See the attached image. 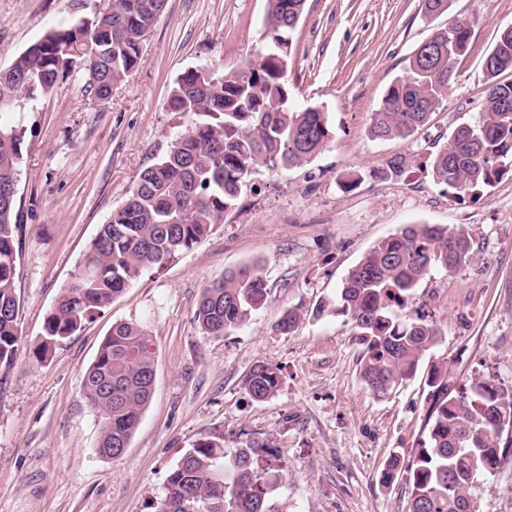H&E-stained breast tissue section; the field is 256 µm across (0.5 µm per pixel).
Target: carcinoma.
<instances>
[{
  "label": "carcinoma",
  "instance_id": "1",
  "mask_svg": "<svg viewBox=\"0 0 512 512\" xmlns=\"http://www.w3.org/2000/svg\"><path fill=\"white\" fill-rule=\"evenodd\" d=\"M307 0H268V43L256 59L213 81L185 72L168 107L188 120L166 153L141 172L126 201L112 211L90 242L80 266L62 289L33 349L46 360L62 339L75 334L143 273L159 269L200 244L235 208L243 180L257 166H302L324 150L333 131L318 107L298 111L288 88V59L295 22ZM164 0H103L92 18L53 27L0 70V112L52 92L70 70L83 66L92 103L105 102L141 60L143 42ZM428 47L415 49L406 75L395 79L372 113L375 139L408 137L424 126L455 79L459 47L469 44L466 21L453 18L436 29ZM488 87L484 106L471 124L456 128L431 159L434 181L454 193L489 186L512 170V27L499 33L486 54ZM26 129L0 124V367H10L21 348L15 295L17 183ZM474 250L463 228L411 224L374 245L349 271L340 290L339 312L352 322L365 346L360 375L378 399L414 378L441 336L420 312L405 311L415 288L436 267L454 272ZM266 296L257 268L244 264L203 289L195 321L208 336L244 326ZM300 320L284 312L282 334ZM154 352L144 328L115 323L84 377V392L100 415L98 453L119 459L155 385ZM248 394L265 400L278 391L279 369L256 363L245 381ZM428 408L424 439L412 462L393 454L383 480L402 473L409 484L408 512H478L472 489L512 464V439L500 423L512 424V393L475 378L459 390L449 383L448 365L427 372ZM247 446L234 456L211 439L188 450L170 472L160 512H279L272 493L282 472Z\"/></svg>",
  "mask_w": 512,
  "mask_h": 512
}]
</instances>
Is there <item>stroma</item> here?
Listing matches in <instances>:
<instances>
[{"label":"stroma","mask_w":512,"mask_h":512,"mask_svg":"<svg viewBox=\"0 0 512 512\" xmlns=\"http://www.w3.org/2000/svg\"><path fill=\"white\" fill-rule=\"evenodd\" d=\"M94 0H0V69L51 26L90 17ZM266 0H166L137 69L91 106L73 71L53 92L1 116L27 136L17 183L15 293L22 347L0 367V512H156L183 454L222 439L226 455L276 451L279 512H407L404 480L387 485L391 454L412 458L423 439L425 372L378 399L360 377L363 346L338 313L349 270L377 242L409 224L466 227L472 260L436 270L409 304L438 325L428 361L447 360L455 386L494 377L512 389V176L455 195L437 185L430 161L480 110L483 60L512 24V0H454L425 17L422 0H307L288 63L297 108L320 107L333 130L326 149L300 168L253 169L235 209L193 249L145 272L101 314L35 362L44 320L90 241L139 174L188 122L168 108L176 80L215 65L234 72L267 41ZM469 22L467 53L426 125L376 140L371 115L414 48L449 18ZM402 171L387 176L391 160ZM359 176L346 187L347 173ZM257 265L267 297L240 330L207 336L194 313L225 271ZM303 314L290 334L282 313ZM144 327L154 348L153 396L122 459L97 451L99 419L84 374L113 324ZM281 370L278 392L250 397L256 362ZM480 512H512V470L473 491Z\"/></svg>","instance_id":"obj_1"}]
</instances>
